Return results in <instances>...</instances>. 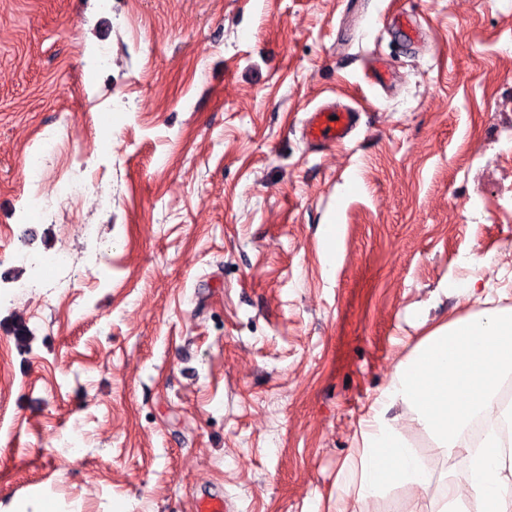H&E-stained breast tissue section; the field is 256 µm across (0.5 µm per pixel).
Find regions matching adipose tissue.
Segmentation results:
<instances>
[{
  "mask_svg": "<svg viewBox=\"0 0 512 512\" xmlns=\"http://www.w3.org/2000/svg\"><path fill=\"white\" fill-rule=\"evenodd\" d=\"M476 313L447 322L423 336L400 360L366 423L363 448L346 492L363 503L399 486L428 489L434 475L402 439L411 422L432 439L452 477L453 490L431 512H512V457L497 431L479 447L464 440L474 419L496 422L512 417L500 392L512 377V308L491 306V296L470 282L464 290ZM400 405L402 415L386 418Z\"/></svg>",
  "mask_w": 512,
  "mask_h": 512,
  "instance_id": "ef3b65f1",
  "label": "adipose tissue"
}]
</instances>
